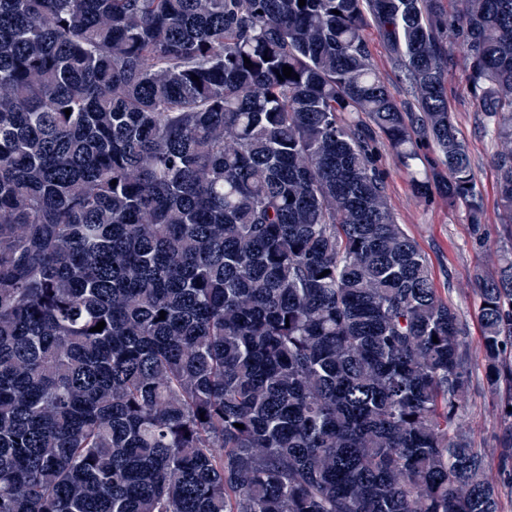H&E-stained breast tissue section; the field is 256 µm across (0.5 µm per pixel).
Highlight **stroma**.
<instances>
[{"label": "stroma", "instance_id": "1", "mask_svg": "<svg viewBox=\"0 0 512 512\" xmlns=\"http://www.w3.org/2000/svg\"><path fill=\"white\" fill-rule=\"evenodd\" d=\"M448 100L459 129L470 145L477 180L486 211L484 241L476 243L464 207L448 206L436 193L418 197L408 176L394 162L384 136H376L374 150L387 176L390 205L398 223L417 241L428 258L441 295L459 312L466 327L472 355L471 395L462 420L474 432L489 466H496L503 421L496 403L484 390L481 331L475 316L476 296L468 283L474 268L494 272L502 259L512 256V233L501 222L496 206V172L493 155L501 145L483 127L463 70L462 57H455L448 72Z\"/></svg>", "mask_w": 512, "mask_h": 512}]
</instances>
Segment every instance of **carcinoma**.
<instances>
[{"mask_svg":"<svg viewBox=\"0 0 512 512\" xmlns=\"http://www.w3.org/2000/svg\"><path fill=\"white\" fill-rule=\"evenodd\" d=\"M298 2L0 0V512H500L512 258L473 274L493 481L372 142L482 239L461 51L512 226V0ZM368 40L370 42L374 58L377 66L385 79L387 89L391 96L398 102L405 101L407 98L404 85L394 70L392 64L387 58L385 49L380 41V37L376 29H370L368 32Z\"/></svg>","mask_w":512,"mask_h":512,"instance_id":"cac0c4a2","label":"carcinoma"}]
</instances>
